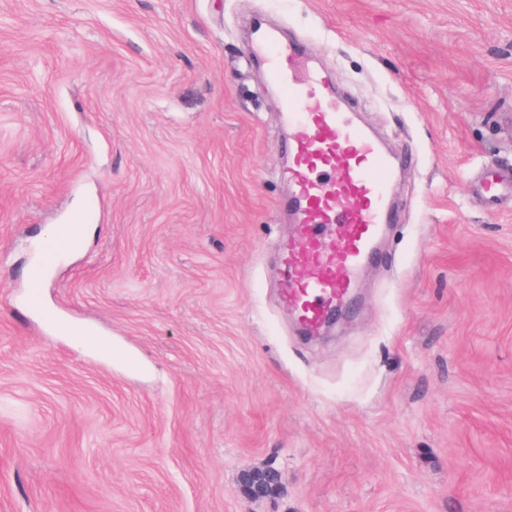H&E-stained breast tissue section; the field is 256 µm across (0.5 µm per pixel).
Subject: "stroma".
<instances>
[{
	"label": "stroma",
	"mask_w": 512,
	"mask_h": 512,
	"mask_svg": "<svg viewBox=\"0 0 512 512\" xmlns=\"http://www.w3.org/2000/svg\"><path fill=\"white\" fill-rule=\"evenodd\" d=\"M259 26L412 162L312 336L281 298L292 133ZM493 173L512 0H0V512H512ZM274 471L278 474L279 472L272 467L262 469V470H253L248 471L242 474L240 479L241 491L242 493L249 498H260L269 495L274 489L267 488L263 482V477L269 472ZM248 476L250 478L249 483L244 482V477ZM280 479V476H279Z\"/></svg>",
	"instance_id": "obj_1"
}]
</instances>
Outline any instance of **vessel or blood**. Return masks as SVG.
<instances>
[{
    "label": "vessel or blood",
    "instance_id": "obj_1",
    "mask_svg": "<svg viewBox=\"0 0 512 512\" xmlns=\"http://www.w3.org/2000/svg\"><path fill=\"white\" fill-rule=\"evenodd\" d=\"M256 45L282 89L281 121L293 134L289 174L300 231L288 248L292 275L283 294L299 323L313 329L347 298L391 223L390 193L402 163L350 119L331 87L296 76V48L270 32L259 33Z\"/></svg>",
    "mask_w": 512,
    "mask_h": 512
}]
</instances>
